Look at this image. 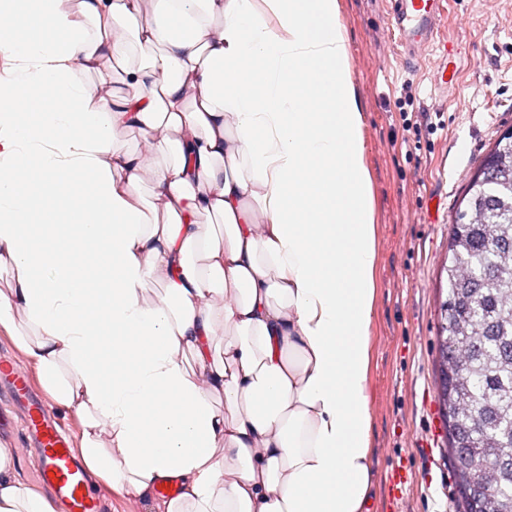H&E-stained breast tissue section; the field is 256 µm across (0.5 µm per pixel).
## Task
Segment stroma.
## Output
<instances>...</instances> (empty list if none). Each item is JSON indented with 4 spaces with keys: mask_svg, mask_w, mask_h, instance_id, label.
I'll return each mask as SVG.
<instances>
[{
    "mask_svg": "<svg viewBox=\"0 0 512 512\" xmlns=\"http://www.w3.org/2000/svg\"><path fill=\"white\" fill-rule=\"evenodd\" d=\"M364 114L373 194L376 302L367 389L372 411L369 512H457L439 427L434 359L447 296L448 220L473 169L512 130V0H446L442 32L458 46L439 86L435 48L407 67L386 0H337ZM418 116L404 130L401 112ZM404 476L393 493L391 476Z\"/></svg>",
    "mask_w": 512,
    "mask_h": 512,
    "instance_id": "stroma-1",
    "label": "stroma"
}]
</instances>
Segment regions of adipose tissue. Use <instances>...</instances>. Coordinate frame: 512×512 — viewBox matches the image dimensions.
Segmentation results:
<instances>
[{
  "instance_id": "1",
  "label": "adipose tissue",
  "mask_w": 512,
  "mask_h": 512,
  "mask_svg": "<svg viewBox=\"0 0 512 512\" xmlns=\"http://www.w3.org/2000/svg\"><path fill=\"white\" fill-rule=\"evenodd\" d=\"M147 3L0 0V326L108 489L368 512L375 238L336 0ZM10 468L0 512H55Z\"/></svg>"
}]
</instances>
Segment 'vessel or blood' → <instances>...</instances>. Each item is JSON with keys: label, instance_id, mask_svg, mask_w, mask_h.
Wrapping results in <instances>:
<instances>
[{"label": "vessel or blood", "instance_id": "b4317fda", "mask_svg": "<svg viewBox=\"0 0 512 512\" xmlns=\"http://www.w3.org/2000/svg\"><path fill=\"white\" fill-rule=\"evenodd\" d=\"M445 13L443 0H391L388 24L406 65H414L416 51L423 45H437L445 59L453 53V43L439 36ZM33 384L32 375L13 359H0V386L10 400L25 408V426L37 452L41 486L62 512H101L102 500L91 491L89 476L71 439L62 433L51 409L33 398ZM29 450L17 449L16 455L26 457Z\"/></svg>", "mask_w": 512, "mask_h": 512}]
</instances>
